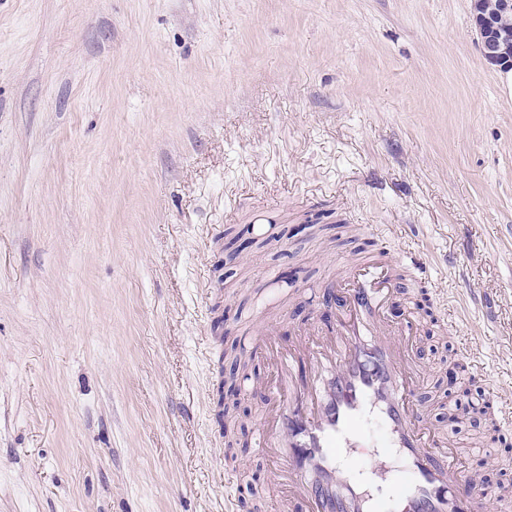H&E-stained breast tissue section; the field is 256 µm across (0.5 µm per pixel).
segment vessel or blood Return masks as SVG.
Instances as JSON below:
<instances>
[{"label": "vessel or blood", "instance_id": "vessel-or-blood-1", "mask_svg": "<svg viewBox=\"0 0 512 512\" xmlns=\"http://www.w3.org/2000/svg\"><path fill=\"white\" fill-rule=\"evenodd\" d=\"M408 256L379 248L327 281L333 327L255 347L276 380L266 386L255 448L270 468L279 512H512V487L476 492L461 451L428 421L411 327L384 315Z\"/></svg>", "mask_w": 512, "mask_h": 512}]
</instances>
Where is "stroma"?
<instances>
[{"label": "stroma", "instance_id": "1", "mask_svg": "<svg viewBox=\"0 0 512 512\" xmlns=\"http://www.w3.org/2000/svg\"><path fill=\"white\" fill-rule=\"evenodd\" d=\"M472 13L0 0V512H225L239 467L274 512L250 338L322 322L379 239L418 266L387 312L418 320L432 422L512 403V92ZM451 438L512 483V427Z\"/></svg>", "mask_w": 512, "mask_h": 512}]
</instances>
